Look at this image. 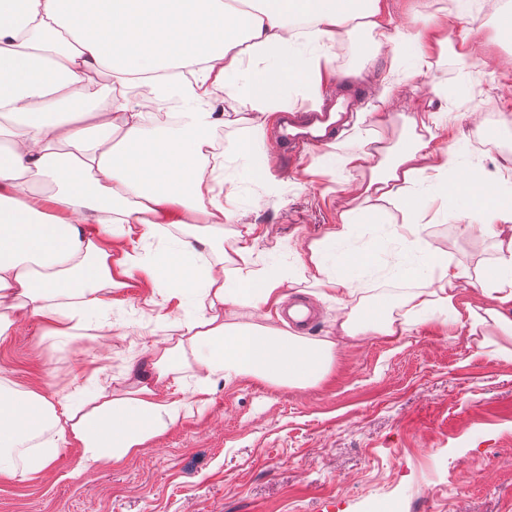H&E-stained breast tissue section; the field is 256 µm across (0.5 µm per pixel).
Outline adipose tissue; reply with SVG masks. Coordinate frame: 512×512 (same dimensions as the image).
<instances>
[{
  "instance_id": "ef3b65f1",
  "label": "adipose tissue",
  "mask_w": 512,
  "mask_h": 512,
  "mask_svg": "<svg viewBox=\"0 0 512 512\" xmlns=\"http://www.w3.org/2000/svg\"><path fill=\"white\" fill-rule=\"evenodd\" d=\"M0 0V338L22 321L68 338L113 291L144 281L167 295L192 298L173 312L180 336L156 342L136 389H99L92 404L57 402L23 390L0 374V479L36 477L60 449L78 448L83 463L134 456L185 416L169 394L188 361L211 377L261 378L312 388L328 375L336 343L227 322L234 308L278 310L298 281L321 297L353 293L376 265L377 247H353L358 228L378 223L397 204L399 257L387 277L416 280L406 304L415 319L441 310L454 321L486 314L512 335V156L468 174L455 144L434 147L436 112H422L421 132L385 174L346 190L335 224L302 242L297 267L243 271L235 254L215 253L232 213L224 185L206 158L211 132L224 122L222 104L277 117L282 90L304 83L320 103L335 82L333 49L354 20L374 33V52H413L409 78L426 74L448 48V16L463 17L471 0H427L425 20L394 22L393 0ZM274 60V70L260 62ZM116 75L108 92L96 76ZM156 100L178 98L176 124L156 131L127 88ZM429 183V195L419 191ZM454 214L491 231L490 273L470 275L439 255L424 236L429 220ZM168 231L154 261L141 246ZM473 279L484 311L458 307V288ZM404 322L371 310L340 315L337 335L399 336ZM26 448L25 458L16 451Z\"/></svg>"
}]
</instances>
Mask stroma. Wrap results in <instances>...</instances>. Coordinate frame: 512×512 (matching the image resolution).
Wrapping results in <instances>:
<instances>
[{"mask_svg":"<svg viewBox=\"0 0 512 512\" xmlns=\"http://www.w3.org/2000/svg\"><path fill=\"white\" fill-rule=\"evenodd\" d=\"M499 20L496 8L475 9L469 22L450 21V38L468 26L493 54L512 56ZM371 40L357 26L339 41L337 70L363 75L361 98L334 134L339 153L377 140L373 164L385 170L413 137L408 116L431 107L463 136L465 166L488 168L512 154V85L452 48L397 86L386 121L374 123L383 82L409 59L386 49L366 61ZM234 107L224 104L223 145L241 150L225 157L223 178L236 199L220 244L251 246L255 270L295 267L299 241L327 230L346 184L370 173L324 166L316 156L283 160L278 128L259 140L256 113ZM474 112L481 123L471 121ZM260 155L264 181L249 175ZM249 224L257 227L251 237ZM426 233L470 271L494 263V239L479 228L451 217ZM414 289L381 279L340 302L317 299L307 282L287 289L288 298L305 295L317 309L306 338L336 340L332 369L317 387L212 378L206 404L135 456L79 474V449L64 448L36 479H0V512H512V338L493 323H447L439 312L423 324L409 321L396 339L335 335L341 311L362 312L383 297L391 316L407 319L403 298ZM113 298L67 339L20 322L0 340V368L24 388L71 401L99 385L132 388L150 347L172 329L157 289L122 288Z\"/></svg>","mask_w":512,"mask_h":512,"instance_id":"1","label":"stroma"}]
</instances>
